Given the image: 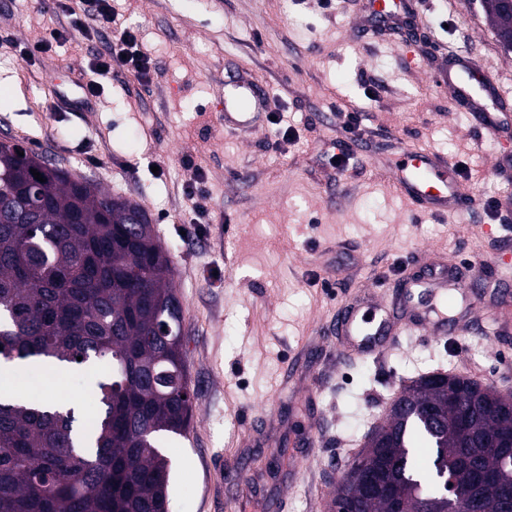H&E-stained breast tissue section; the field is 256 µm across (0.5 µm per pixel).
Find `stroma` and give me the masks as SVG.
<instances>
[{
    "instance_id": "35a3bbf8",
    "label": "stroma",
    "mask_w": 512,
    "mask_h": 512,
    "mask_svg": "<svg viewBox=\"0 0 512 512\" xmlns=\"http://www.w3.org/2000/svg\"><path fill=\"white\" fill-rule=\"evenodd\" d=\"M0 9V134L47 153L73 177L139 203L174 267L186 372L195 394L185 435L163 438L169 512H328L336 483L407 379L446 370L512 391V335L482 316L452 340L401 337L381 357L337 362L326 334L357 295H398L402 271L441 256L471 288L512 282V166L435 74L468 58L512 97V51L481 0H417L408 31L375 28L365 0H119L152 59L149 83L113 67L88 112H53L54 83L106 51L73 37L40 61L18 46L62 24L52 0ZM269 86L280 125L246 137L215 120L225 68ZM361 114L357 151L344 125ZM291 128L284 143L279 128ZM455 164L472 209L422 215L398 193L395 146ZM348 152L346 168L332 155ZM201 166L210 221L187 231L185 189ZM112 364L67 369L66 394L97 410ZM250 484L235 486V465Z\"/></svg>"
}]
</instances>
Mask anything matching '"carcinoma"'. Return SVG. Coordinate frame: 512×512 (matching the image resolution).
I'll list each match as a JSON object with an SVG mask.
<instances>
[{
	"instance_id": "1",
	"label": "carcinoma",
	"mask_w": 512,
	"mask_h": 512,
	"mask_svg": "<svg viewBox=\"0 0 512 512\" xmlns=\"http://www.w3.org/2000/svg\"><path fill=\"white\" fill-rule=\"evenodd\" d=\"M495 31L512 12L484 0ZM35 169L45 181L34 179ZM142 206L75 180L43 153L0 141V365L112 361L98 413L0 398V512H169L164 433L181 434L187 378L154 388L149 370L184 366L155 330L176 298L172 260ZM82 360H77V357ZM431 449L428 464L417 449ZM512 393L464 376L412 378L345 473L329 512H512Z\"/></svg>"
}]
</instances>
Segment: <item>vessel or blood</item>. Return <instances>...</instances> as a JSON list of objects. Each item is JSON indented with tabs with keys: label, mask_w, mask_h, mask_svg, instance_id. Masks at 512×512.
<instances>
[{
	"label": "vessel or blood",
	"mask_w": 512,
	"mask_h": 512,
	"mask_svg": "<svg viewBox=\"0 0 512 512\" xmlns=\"http://www.w3.org/2000/svg\"><path fill=\"white\" fill-rule=\"evenodd\" d=\"M406 0H368L370 13L380 21H391L404 13ZM443 82L452 87L456 96L465 98L486 91L494 82L488 75H477L467 62H460L456 72L445 74ZM268 90L245 72L224 80V107L218 115L225 132L247 136L259 131L267 121ZM476 122L490 137L512 125V99L498 94L492 108L475 113ZM394 183L401 195L410 201L417 212L455 218L473 206L454 164L431 154L401 149L392 164ZM452 262H440L428 267L421 275L405 274L407 288L398 301H379L364 305L355 301L342 310L334 333L333 351L337 361L357 357H377L405 333L433 337L456 336L461 327L447 312L432 303V296L464 293L465 288L455 274ZM470 307H482L484 319L495 334L512 332V297L494 291L485 299L483 291H474Z\"/></svg>",
	"instance_id": "vessel-or-blood-1"
}]
</instances>
